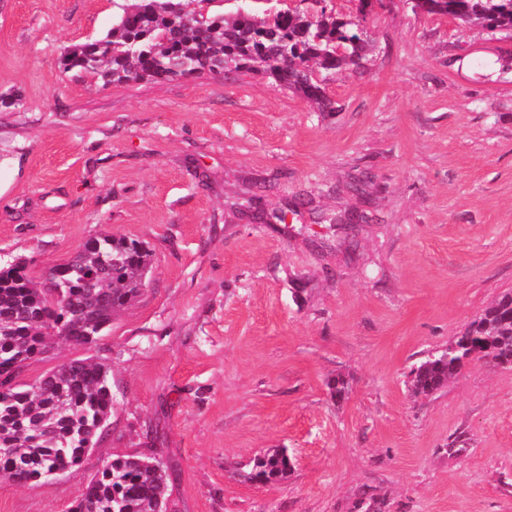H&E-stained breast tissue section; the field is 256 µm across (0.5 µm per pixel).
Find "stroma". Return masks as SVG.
<instances>
[{"label":"stroma","mask_w":512,"mask_h":512,"mask_svg":"<svg viewBox=\"0 0 512 512\" xmlns=\"http://www.w3.org/2000/svg\"><path fill=\"white\" fill-rule=\"evenodd\" d=\"M332 4L374 49L326 77L324 112L232 69L102 85L60 55L107 33L112 0H0V263L42 278L105 231L154 255L105 336L21 375L108 364L107 437L79 471L0 481V512H69L151 448L175 470L169 512H512V368L410 387L512 291V36L405 0L364 19ZM339 213L363 217L350 237ZM271 448L288 480L245 482Z\"/></svg>","instance_id":"1"}]
</instances>
